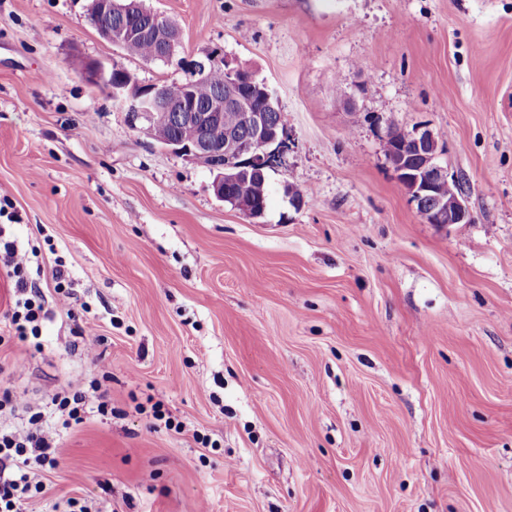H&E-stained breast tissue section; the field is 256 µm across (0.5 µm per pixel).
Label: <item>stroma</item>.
I'll return each instance as SVG.
<instances>
[{
    "label": "stroma",
    "instance_id": "stroma-1",
    "mask_svg": "<svg viewBox=\"0 0 512 512\" xmlns=\"http://www.w3.org/2000/svg\"><path fill=\"white\" fill-rule=\"evenodd\" d=\"M144 3L179 56L265 80L288 149L245 215L80 75L180 67L103 39L86 0H0L1 229L52 245L40 347L0 266V424L69 378L114 408L61 431L20 512H512V0ZM420 125L471 223H425L399 184L384 135Z\"/></svg>",
    "mask_w": 512,
    "mask_h": 512
}]
</instances>
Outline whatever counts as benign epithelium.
I'll use <instances>...</instances> for the list:
<instances>
[{
    "label": "benign epithelium",
    "mask_w": 512,
    "mask_h": 512,
    "mask_svg": "<svg viewBox=\"0 0 512 512\" xmlns=\"http://www.w3.org/2000/svg\"><path fill=\"white\" fill-rule=\"evenodd\" d=\"M99 6L93 24L98 33L107 41L125 46L138 32L129 28H112L106 20L112 17V10L117 8L119 0H98ZM150 30L160 42V58L168 63H179L176 49L179 46V33L171 21L164 15L149 12ZM215 66L224 68L227 90L214 96L204 106H199L191 94L179 100L168 98L156 84H142L133 74L114 65L105 67L97 61L85 63L81 75L85 81L107 90L113 98L125 106L132 125H140V130L147 136H153L155 128L171 116H177L182 123L201 127L213 137L193 145L177 140H169L164 147L180 154L187 161L207 167L215 173L213 189L219 200H224V180L237 178L243 173L251 172L264 175L273 168L280 153L285 148L283 134L272 128L263 112L253 109L251 101L236 91L239 77L244 73L241 66L224 57L222 51L211 49L202 52L197 58L188 61V84L203 80ZM234 113L231 123H226L225 112ZM246 127L250 136L240 135V127ZM405 141L412 144L420 160V174L411 175L401 157L393 164L399 183L409 194L415 205L431 197L433 187L448 180V170L438 161L437 137L426 126H415L402 131ZM428 224L441 226L468 224L472 220L471 212L461 195L451 201L436 199L424 214Z\"/></svg>",
    "instance_id": "1"
}]
</instances>
